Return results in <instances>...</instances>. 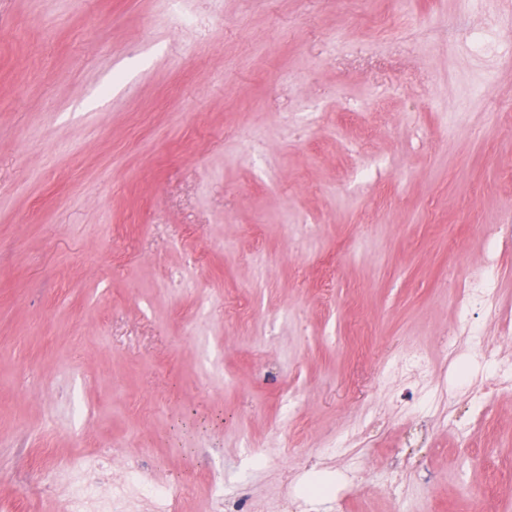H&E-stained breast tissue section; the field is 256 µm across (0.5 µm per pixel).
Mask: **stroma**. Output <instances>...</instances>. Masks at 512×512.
<instances>
[{
  "instance_id": "1",
  "label": "stroma",
  "mask_w": 512,
  "mask_h": 512,
  "mask_svg": "<svg viewBox=\"0 0 512 512\" xmlns=\"http://www.w3.org/2000/svg\"><path fill=\"white\" fill-rule=\"evenodd\" d=\"M511 211L512 0H0V512H512V389L413 448L380 375ZM297 512H321L315 509H328L333 506L332 496L317 485H311L303 494L296 497Z\"/></svg>"
}]
</instances>
